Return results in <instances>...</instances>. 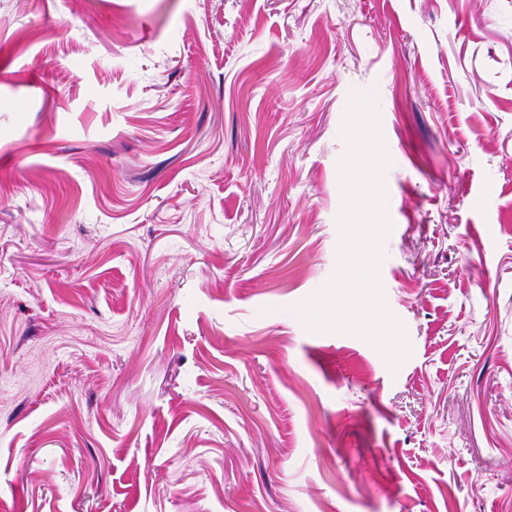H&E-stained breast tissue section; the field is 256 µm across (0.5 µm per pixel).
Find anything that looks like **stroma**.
Returning a JSON list of instances; mask_svg holds the SVG:
<instances>
[{
	"instance_id": "1",
	"label": "stroma",
	"mask_w": 512,
	"mask_h": 512,
	"mask_svg": "<svg viewBox=\"0 0 512 512\" xmlns=\"http://www.w3.org/2000/svg\"><path fill=\"white\" fill-rule=\"evenodd\" d=\"M354 91L395 371L299 313ZM0 512H512V0H0Z\"/></svg>"
}]
</instances>
